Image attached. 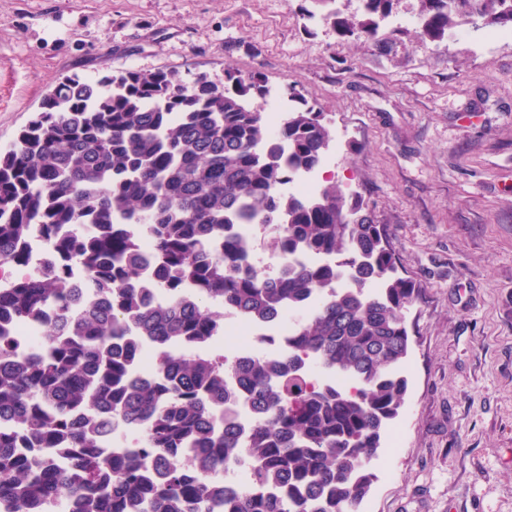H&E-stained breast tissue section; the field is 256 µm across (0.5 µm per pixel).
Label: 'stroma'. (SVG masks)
I'll list each match as a JSON object with an SVG mask.
<instances>
[{
  "label": "stroma",
  "instance_id": "stroma-1",
  "mask_svg": "<svg viewBox=\"0 0 512 512\" xmlns=\"http://www.w3.org/2000/svg\"><path fill=\"white\" fill-rule=\"evenodd\" d=\"M310 0H0V148L63 78L261 71L342 140L321 180L388 231L407 313L405 403L359 512H512V39L420 34L394 0L381 47L307 19Z\"/></svg>",
  "mask_w": 512,
  "mask_h": 512
}]
</instances>
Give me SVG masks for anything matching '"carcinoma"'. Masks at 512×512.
<instances>
[{"instance_id": "obj_1", "label": "carcinoma", "mask_w": 512, "mask_h": 512, "mask_svg": "<svg viewBox=\"0 0 512 512\" xmlns=\"http://www.w3.org/2000/svg\"><path fill=\"white\" fill-rule=\"evenodd\" d=\"M311 2L341 34L377 46L374 17L393 0H363L362 20ZM460 19L512 30V0H424L422 34L450 35ZM268 96L259 71L68 77L0 149V262L26 266L21 244L37 233L54 255L0 286L5 512H48L60 496L69 512H357L369 494L366 462L406 397V313L419 288L397 275L362 196L334 182L310 198L290 192L333 136L305 102L270 130ZM242 224L265 225L284 255L339 258L355 287L330 264L262 276ZM152 290L170 301L150 304ZM313 296L287 355L240 361L227 387L224 312L264 322ZM11 321L42 327L41 347L20 349ZM145 345L151 372L139 367ZM310 363L352 386L308 382ZM241 398L254 409L247 426ZM117 422L138 433L120 452ZM242 458L257 494L214 487L212 471Z\"/></svg>"}]
</instances>
